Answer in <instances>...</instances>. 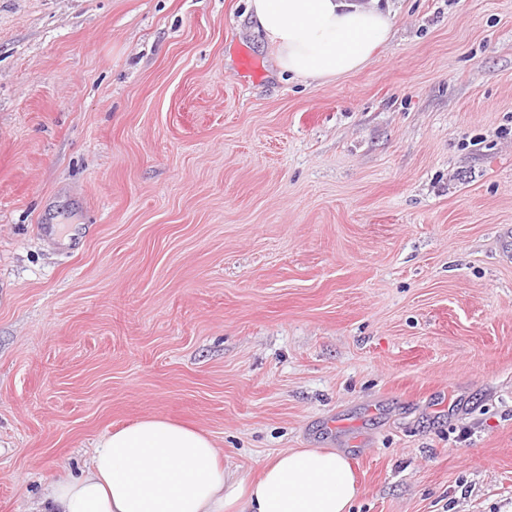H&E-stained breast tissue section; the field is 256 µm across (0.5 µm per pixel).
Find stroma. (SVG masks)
I'll return each mask as SVG.
<instances>
[{
    "label": "stroma",
    "instance_id": "1",
    "mask_svg": "<svg viewBox=\"0 0 512 512\" xmlns=\"http://www.w3.org/2000/svg\"><path fill=\"white\" fill-rule=\"evenodd\" d=\"M279 76L245 0H0V512L148 416L352 512H512V0Z\"/></svg>",
    "mask_w": 512,
    "mask_h": 512
}]
</instances>
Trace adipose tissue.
Here are the masks:
<instances>
[{
    "label": "adipose tissue",
    "mask_w": 512,
    "mask_h": 512,
    "mask_svg": "<svg viewBox=\"0 0 512 512\" xmlns=\"http://www.w3.org/2000/svg\"><path fill=\"white\" fill-rule=\"evenodd\" d=\"M279 73L326 82L364 68L392 23L362 0H246ZM359 493L348 458L290 448L258 477L225 469L210 437L147 417L107 433L88 470L49 483L43 512H349Z\"/></svg>",
    "instance_id": "adipose-tissue-1"
}]
</instances>
